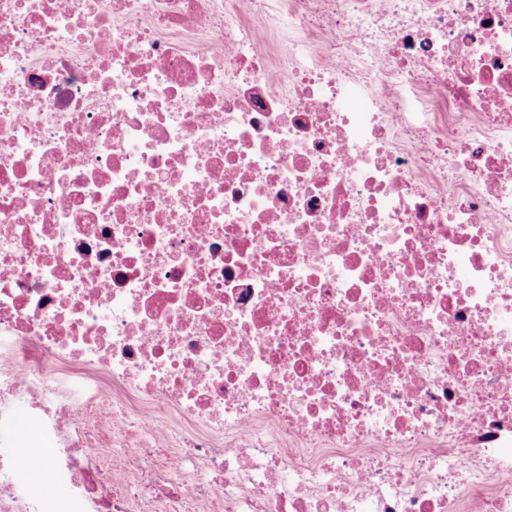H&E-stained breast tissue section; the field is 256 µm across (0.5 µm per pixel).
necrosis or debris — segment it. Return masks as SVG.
<instances>
[{
	"mask_svg": "<svg viewBox=\"0 0 512 512\" xmlns=\"http://www.w3.org/2000/svg\"><path fill=\"white\" fill-rule=\"evenodd\" d=\"M0 337V512H512V0H0ZM63 386L66 394L73 400H84L96 395L91 402L92 409L102 411L107 406V394L110 391L109 383L102 377H98L94 384L87 376L73 371L69 367H63L61 371Z\"/></svg>",
	"mask_w": 512,
	"mask_h": 512,
	"instance_id": "4bbe7bcc",
	"label": "necrosis or debris"
}]
</instances>
